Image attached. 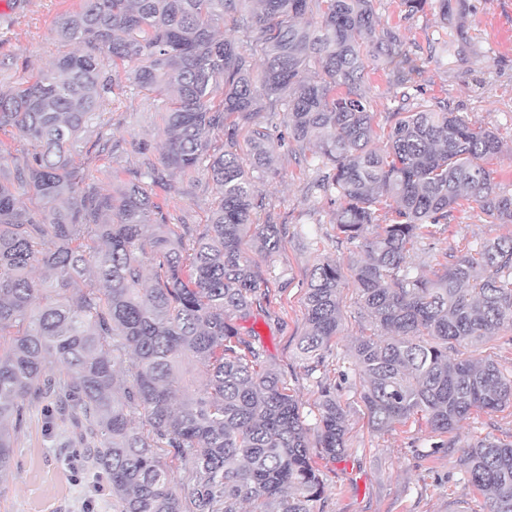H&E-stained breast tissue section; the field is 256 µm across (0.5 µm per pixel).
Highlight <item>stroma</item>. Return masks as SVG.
I'll return each mask as SVG.
<instances>
[{"label": "stroma", "instance_id": "1", "mask_svg": "<svg viewBox=\"0 0 512 512\" xmlns=\"http://www.w3.org/2000/svg\"><path fill=\"white\" fill-rule=\"evenodd\" d=\"M80 0H0V90L17 85L28 75L50 67L75 51L56 33V21L78 8ZM399 0H374L380 25L398 27L405 49L418 71L410 81L421 88L424 99L442 98L449 109L468 114L476 125L493 130L504 155L489 161L497 182L512 188V0H456L448 18L437 6L412 18H402ZM457 35L463 45L448 54L443 43ZM402 87L389 84L384 73L370 81L374 128L389 130L390 116ZM162 101L155 93L137 89L123 72L112 75V89L98 117L83 135V148L75 162L87 175L99 177L108 169L112 178L103 186L115 189L144 170L145 160H158L164 139ZM145 152L135 151V143ZM276 175L255 179L260 202L256 219L277 225L282 239L273 253L248 242L258 282L267 293L262 310L248 324L260 336L268 365L277 371L296 395L308 434L310 455L325 484L316 512H483L484 498L467 483L457 460L460 450L487 435L512 441V407L478 412L465 420L452 448H437L426 423L399 427L387 433L371 431L358 398V379L341 381L340 372L353 368V344L367 323L352 282L342 288L338 334L324 354V365L307 373L300 350L307 331L303 296L313 267L333 261L342 269L362 261V250L338 246L334 224L336 207L312 191L318 175L315 155L300 158L294 144L282 145ZM172 192H158L170 224L205 226L210 218L216 188L203 171L173 175ZM488 227L477 204L455 210L448 228L438 230L433 244L412 252L410 261L424 273L436 271L448 248L462 240L486 237ZM339 385L347 411L349 433L343 457L327 456L312 427L318 416L322 383ZM19 465L0 479V512H112L111 497L92 492L85 478L41 431L39 411L17 445Z\"/></svg>", "mask_w": 512, "mask_h": 512}]
</instances>
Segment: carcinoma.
I'll return each mask as SVG.
<instances>
[{
  "label": "carcinoma",
  "mask_w": 512,
  "mask_h": 512,
  "mask_svg": "<svg viewBox=\"0 0 512 512\" xmlns=\"http://www.w3.org/2000/svg\"><path fill=\"white\" fill-rule=\"evenodd\" d=\"M227 23L245 40L218 37ZM58 33L79 49L0 91V132L33 146L0 175V476L38 406L48 438L59 421L81 425L60 447L106 479L115 512H314L324 483L299 401L237 324L260 303L244 239L255 231L269 253L281 243L277 225L253 222L252 173L276 172L286 140L316 148L336 238L367 254L351 277L375 332L356 338L353 373L373 430L423 420L444 448L473 412L512 406V371L471 351L512 328V233L444 253L432 278L409 261L465 201L512 224V191L485 166L501 143L446 102L404 94L386 149L371 148V76L405 85L414 70L398 27L377 30L373 0H81ZM120 64L167 98L166 138L160 165L105 192L74 156L112 88L107 66ZM285 95L275 136L254 114ZM216 129L231 143L247 132L252 170L211 151ZM202 167L216 186L210 224L177 233L153 188ZM21 188L39 207L19 204ZM343 279L334 262L312 270L301 345L311 372L339 329ZM186 361L202 368L197 386L179 374ZM346 417L323 386L316 428L333 458ZM168 458L189 465V492ZM459 466L484 512H512V442L487 435Z\"/></svg>",
  "instance_id": "obj_1"
}]
</instances>
